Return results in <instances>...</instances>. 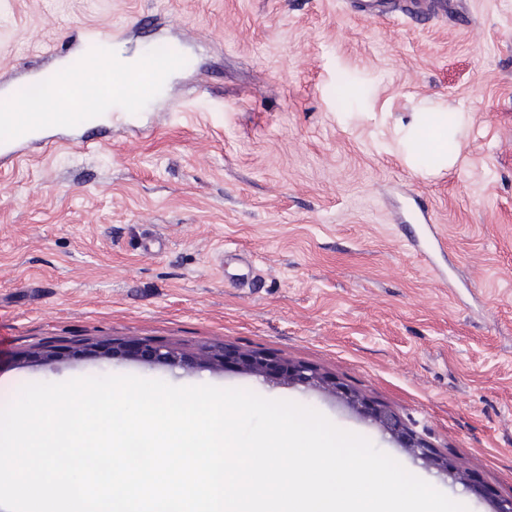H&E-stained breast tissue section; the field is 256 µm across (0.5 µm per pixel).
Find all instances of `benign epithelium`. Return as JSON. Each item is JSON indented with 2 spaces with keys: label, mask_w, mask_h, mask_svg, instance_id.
I'll list each match as a JSON object with an SVG mask.
<instances>
[{
  "label": "benign epithelium",
  "mask_w": 512,
  "mask_h": 512,
  "mask_svg": "<svg viewBox=\"0 0 512 512\" xmlns=\"http://www.w3.org/2000/svg\"><path fill=\"white\" fill-rule=\"evenodd\" d=\"M121 348L149 362L174 364L181 362L178 350L150 341H133L121 345ZM201 359L214 367L223 368L229 364H235L251 373L273 377L284 382L297 380L314 387H327L345 399L350 406L360 405L355 393L335 382L326 381L316 370L303 365H292L270 355L224 347L203 352ZM372 415L383 431L400 439L404 447L408 448L414 455L426 460L429 459V449L426 444L410 432L398 415L380 409L372 410Z\"/></svg>",
  "instance_id": "obj_1"
}]
</instances>
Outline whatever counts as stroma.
Masks as SVG:
<instances>
[{
	"mask_svg": "<svg viewBox=\"0 0 512 512\" xmlns=\"http://www.w3.org/2000/svg\"><path fill=\"white\" fill-rule=\"evenodd\" d=\"M447 2L388 20L353 0H0V85L94 27L186 60L110 137L54 126L0 157V407L88 376L247 389L366 437L469 512L512 499V0ZM419 112L462 114L447 152L415 141ZM46 338L80 352L44 360ZM132 338L186 361L117 353ZM224 346L366 406L200 361ZM372 415L383 431L403 442L404 448H408L418 457L426 460L429 459L430 452L426 444L410 432L404 421L398 415L380 409H373Z\"/></svg>",
	"mask_w": 512,
	"mask_h": 512,
	"instance_id": "35a3bbf8",
	"label": "stroma"
}]
</instances>
